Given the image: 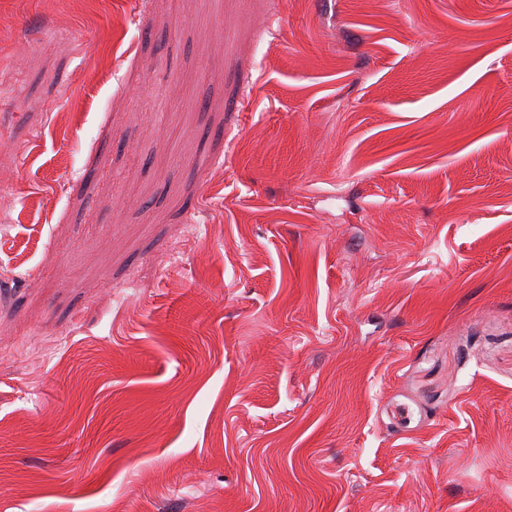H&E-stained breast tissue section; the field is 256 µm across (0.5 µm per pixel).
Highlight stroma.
Masks as SVG:
<instances>
[{"label":"stroma","instance_id":"obj_1","mask_svg":"<svg viewBox=\"0 0 512 512\" xmlns=\"http://www.w3.org/2000/svg\"><path fill=\"white\" fill-rule=\"evenodd\" d=\"M118 505L512 512V0H0V512Z\"/></svg>","mask_w":512,"mask_h":512}]
</instances>
